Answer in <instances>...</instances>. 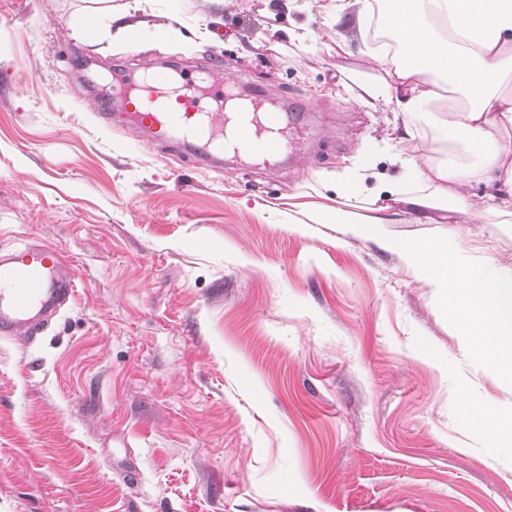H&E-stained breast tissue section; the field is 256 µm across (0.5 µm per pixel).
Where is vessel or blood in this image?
Wrapping results in <instances>:
<instances>
[{
  "label": "vessel or blood",
  "mask_w": 512,
  "mask_h": 512,
  "mask_svg": "<svg viewBox=\"0 0 512 512\" xmlns=\"http://www.w3.org/2000/svg\"><path fill=\"white\" fill-rule=\"evenodd\" d=\"M222 69L212 61L192 81L177 64L130 69L112 98L97 99L98 116L110 120V106L118 104L153 141H176L202 164L228 153L261 161L281 156L288 149L287 113L262 109L256 100L227 111L234 93ZM75 288L73 265L58 248L39 242L0 248V338L36 335L40 319L55 315Z\"/></svg>",
  "instance_id": "obj_1"
}]
</instances>
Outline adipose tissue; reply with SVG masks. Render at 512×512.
Returning a JSON list of instances; mask_svg holds the SVG:
<instances>
[{"label": "adipose tissue", "instance_id": "obj_1", "mask_svg": "<svg viewBox=\"0 0 512 512\" xmlns=\"http://www.w3.org/2000/svg\"><path fill=\"white\" fill-rule=\"evenodd\" d=\"M315 3L351 28L378 24L396 46L368 49L366 66L382 77L360 83L355 103L382 100L398 120L437 115L445 156L402 159L413 184L406 204L424 214L512 215V97L499 92L503 74L512 71V0H392L381 12L377 0ZM444 81L457 85L460 97L439 95ZM480 184L484 194H472ZM468 423L512 460V414L484 408Z\"/></svg>", "mask_w": 512, "mask_h": 512}]
</instances>
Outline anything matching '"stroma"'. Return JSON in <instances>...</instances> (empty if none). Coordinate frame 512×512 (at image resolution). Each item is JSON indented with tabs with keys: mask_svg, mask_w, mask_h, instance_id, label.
I'll use <instances>...</instances> for the list:
<instances>
[{
	"mask_svg": "<svg viewBox=\"0 0 512 512\" xmlns=\"http://www.w3.org/2000/svg\"><path fill=\"white\" fill-rule=\"evenodd\" d=\"M99 8L0 0V246L54 245L78 280L35 338L0 339V512H512V462L462 407L512 406V386L399 254L313 216L363 146L388 234H447L393 163L432 152L431 114L353 105L361 41L313 0H153L131 47L86 28ZM171 21L181 40H154ZM214 59L311 102L287 158L196 164L97 117L81 70L108 96L123 61ZM453 229L466 258L512 265V223Z\"/></svg>",
	"mask_w": 512,
	"mask_h": 512,
	"instance_id": "stroma-1",
	"label": "stroma"
}]
</instances>
